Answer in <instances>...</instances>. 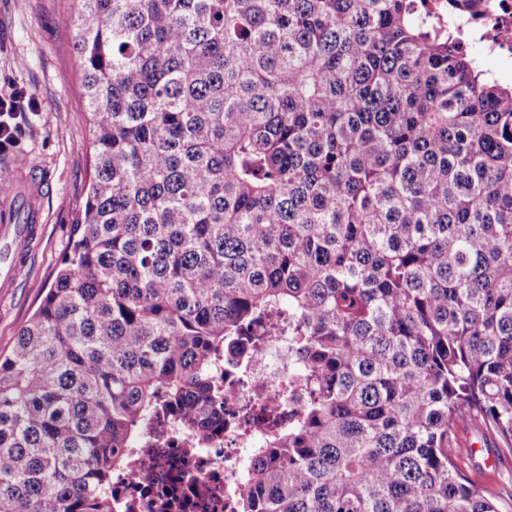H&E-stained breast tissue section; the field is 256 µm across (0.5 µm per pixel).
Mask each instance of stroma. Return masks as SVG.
Listing matches in <instances>:
<instances>
[{
  "label": "stroma",
  "mask_w": 512,
  "mask_h": 512,
  "mask_svg": "<svg viewBox=\"0 0 512 512\" xmlns=\"http://www.w3.org/2000/svg\"><path fill=\"white\" fill-rule=\"evenodd\" d=\"M75 0H0V79L33 96L22 117L17 148L0 152V174L25 181L29 171L46 180L42 221L28 247L17 284L0 289V353H8L20 329L38 308L69 247L75 212L90 181L89 117L80 83ZM478 425L458 436L456 454L473 481L512 496V454L491 468L479 444Z\"/></svg>",
  "instance_id": "1"
}]
</instances>
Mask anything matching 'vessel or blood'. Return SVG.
<instances>
[{
	"instance_id": "1",
	"label": "vessel or blood",
	"mask_w": 512,
	"mask_h": 512,
	"mask_svg": "<svg viewBox=\"0 0 512 512\" xmlns=\"http://www.w3.org/2000/svg\"><path fill=\"white\" fill-rule=\"evenodd\" d=\"M41 218L40 180L14 183L0 192V237L6 240L12 256L7 273L0 278V286L14 287L21 271L19 259L25 254L28 239L36 233Z\"/></svg>"
}]
</instances>
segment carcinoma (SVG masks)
Wrapping results in <instances>:
<instances>
[{
  "instance_id": "obj_1",
  "label": "carcinoma",
  "mask_w": 512,
  "mask_h": 512,
  "mask_svg": "<svg viewBox=\"0 0 512 512\" xmlns=\"http://www.w3.org/2000/svg\"><path fill=\"white\" fill-rule=\"evenodd\" d=\"M94 175L0 359V512H122L166 413L224 426L214 352L304 358L238 512H512V84L420 0H77ZM478 432L479 426L472 423L459 432L456 455L461 466L467 470L471 479L476 483L495 487L504 496H512V454L506 453L500 457L506 462V467H497L496 469L493 466L487 467L485 460L489 453L482 441L480 442ZM470 448H482V451L473 456L470 453Z\"/></svg>"
}]
</instances>
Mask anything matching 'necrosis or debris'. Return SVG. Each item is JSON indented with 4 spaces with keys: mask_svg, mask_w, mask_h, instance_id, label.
Instances as JSON below:
<instances>
[{
    "mask_svg": "<svg viewBox=\"0 0 512 512\" xmlns=\"http://www.w3.org/2000/svg\"><path fill=\"white\" fill-rule=\"evenodd\" d=\"M457 21L468 40L512 63V0H482ZM217 369L224 376V430L202 439L170 422L146 427L113 480L125 512H237L246 489L243 459L263 435L261 408L297 412L307 400L296 380L304 362L287 326L261 324L246 355H220Z\"/></svg>",
    "mask_w": 512,
    "mask_h": 512,
    "instance_id": "obj_1",
    "label": "necrosis or debris"
}]
</instances>
